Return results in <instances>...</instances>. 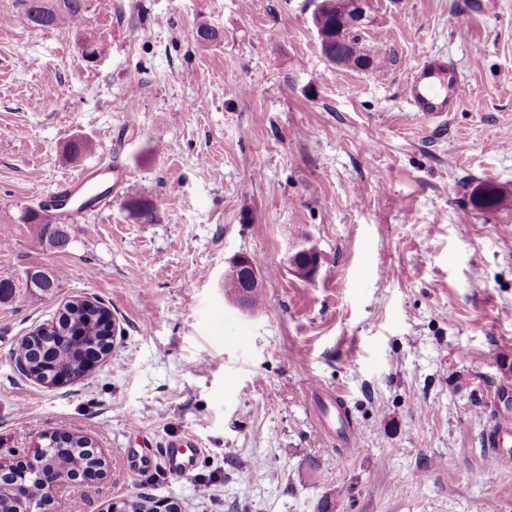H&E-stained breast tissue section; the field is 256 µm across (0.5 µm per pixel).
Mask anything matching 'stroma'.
<instances>
[{"instance_id": "stroma-1", "label": "stroma", "mask_w": 512, "mask_h": 512, "mask_svg": "<svg viewBox=\"0 0 512 512\" xmlns=\"http://www.w3.org/2000/svg\"><path fill=\"white\" fill-rule=\"evenodd\" d=\"M84 6L41 31L0 0V279L59 283L0 302V459L90 437L107 476L78 492L88 512H512V459L486 444L512 417V0H370L361 36L384 60L367 71L323 56L314 0ZM433 55L464 86L438 127L404 95ZM99 160L151 221L117 189L68 217L67 247H34L27 213ZM486 183L498 209L476 201ZM239 255L263 276L254 311L224 291ZM77 298L111 310V352L65 385L20 375L22 337ZM180 435L203 450L191 477L133 472Z\"/></svg>"}]
</instances>
